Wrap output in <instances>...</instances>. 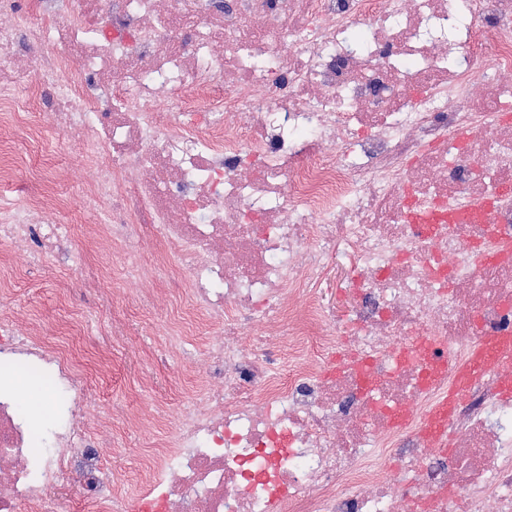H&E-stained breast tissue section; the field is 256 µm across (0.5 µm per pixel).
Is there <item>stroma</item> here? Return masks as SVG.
<instances>
[{
	"label": "stroma",
	"mask_w": 512,
	"mask_h": 512,
	"mask_svg": "<svg viewBox=\"0 0 512 512\" xmlns=\"http://www.w3.org/2000/svg\"><path fill=\"white\" fill-rule=\"evenodd\" d=\"M34 146L25 137L23 128L0 127V196L25 198L29 186L19 172L26 168ZM53 183L83 182L86 174L73 145L61 141L44 169ZM32 293L0 291V308L19 312L28 328L38 330L40 318L63 316L59 284L69 280L66 267L55 265L53 273L33 268L23 271ZM174 292L159 284L148 295L116 290L111 310L105 311L100 330L108 332L112 318L125 319L130 334L123 344L112 349V375L99 385L104 408H115L119 417L112 432V444L103 451V463L112 473L114 493L125 496L143 494L146 481L140 468L135 445L150 438L160 446L169 435L164 420L152 418L154 403L176 406L204 380L203 368L197 359L198 347L205 340V329L196 323L187 328L179 351H170L159 328L173 301Z\"/></svg>",
	"instance_id": "stroma-1"
}]
</instances>
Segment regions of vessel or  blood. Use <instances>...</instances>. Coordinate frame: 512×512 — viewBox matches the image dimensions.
Masks as SVG:
<instances>
[{"label": "vessel or blood", "instance_id": "1", "mask_svg": "<svg viewBox=\"0 0 512 512\" xmlns=\"http://www.w3.org/2000/svg\"><path fill=\"white\" fill-rule=\"evenodd\" d=\"M512 359V334L504 332L494 336L481 337L472 349L467 363L456 373L455 387L448 396L434 406L421 423L422 434L439 438L448 427L459 395L478 376L504 361Z\"/></svg>", "mask_w": 512, "mask_h": 512}]
</instances>
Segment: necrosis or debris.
I'll list each match as a JSON object with an SVG mask.
<instances>
[{
    "label": "necrosis or debris",
    "instance_id": "necrosis-or-debris-1",
    "mask_svg": "<svg viewBox=\"0 0 512 512\" xmlns=\"http://www.w3.org/2000/svg\"><path fill=\"white\" fill-rule=\"evenodd\" d=\"M33 83V140L68 138L90 174V247L213 324L147 463L159 512H512V361L470 384L450 448L419 432L440 366L512 329V0H0V110ZM63 194L0 198L8 265L98 297L61 339L0 310V512H140L89 427L112 282ZM432 211L466 219L414 223ZM339 253L340 312L319 289ZM24 373L57 397L26 405Z\"/></svg>",
    "mask_w": 512,
    "mask_h": 512
}]
</instances>
